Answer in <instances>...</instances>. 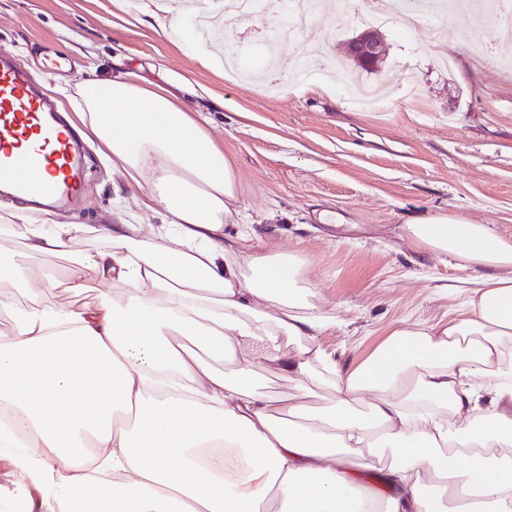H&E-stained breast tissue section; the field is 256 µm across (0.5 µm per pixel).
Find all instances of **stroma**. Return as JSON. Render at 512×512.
I'll return each instance as SVG.
<instances>
[{
    "label": "stroma",
    "mask_w": 512,
    "mask_h": 512,
    "mask_svg": "<svg viewBox=\"0 0 512 512\" xmlns=\"http://www.w3.org/2000/svg\"><path fill=\"white\" fill-rule=\"evenodd\" d=\"M131 0L114 16L113 0H0V49L48 72L50 56L72 67L58 84L111 78L124 69L148 79L179 74L199 84L184 93L233 167L236 196L225 237L252 228L239 245L241 262L258 249L301 254L310 299L336 319L317 335L320 347L350 371L406 324L443 325L463 310L448 284L475 270L407 240L413 217L448 214L486 224L512 238V71L493 52H479L498 25L493 13L420 22L410 33L380 28L385 59L360 74L374 86L412 65L415 87L378 111L352 108L331 88L341 45L365 25L335 23L337 0H320L298 24L299 48L270 63L265 39L284 25L273 11L223 34L252 67L241 80L216 59L215 46L194 27L157 35ZM82 193L57 211L62 224H114L136 212V188L113 173L97 142H88ZM12 199L0 195V251L21 268L66 269L68 258L16 252L9 224Z\"/></svg>",
    "instance_id": "35a3bbf8"
}]
</instances>
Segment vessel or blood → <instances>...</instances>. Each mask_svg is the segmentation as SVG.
Segmentation results:
<instances>
[{
    "label": "vessel or blood",
    "mask_w": 512,
    "mask_h": 512,
    "mask_svg": "<svg viewBox=\"0 0 512 512\" xmlns=\"http://www.w3.org/2000/svg\"><path fill=\"white\" fill-rule=\"evenodd\" d=\"M77 135L42 96L36 75L9 49L0 50V181L27 202L78 194Z\"/></svg>",
    "instance_id": "b4317fda"
}]
</instances>
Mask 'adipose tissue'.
I'll return each instance as SVG.
<instances>
[{
    "mask_svg": "<svg viewBox=\"0 0 512 512\" xmlns=\"http://www.w3.org/2000/svg\"><path fill=\"white\" fill-rule=\"evenodd\" d=\"M60 109L112 157L161 224L57 223L16 205L24 250L66 256L95 233L109 248L75 259L88 308L44 300L57 281L0 253V403L24 441L10 451L28 504L53 512H512V240L445 214L404 236L482 268L447 325H406L344 373L316 342L334 320L306 301V262L225 239L229 161L170 89L126 72L87 78ZM260 347L241 352L242 340ZM294 383L279 404L258 361ZM332 392L313 409L312 384ZM386 460L382 491L354 459Z\"/></svg>",
    "mask_w": 512,
    "mask_h": 512,
    "instance_id": "obj_1",
    "label": "adipose tissue"
}]
</instances>
